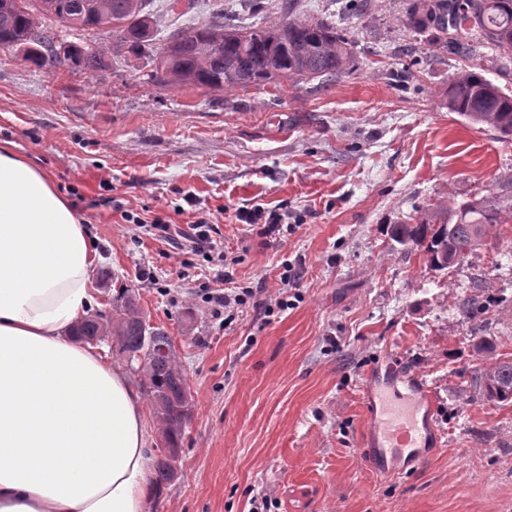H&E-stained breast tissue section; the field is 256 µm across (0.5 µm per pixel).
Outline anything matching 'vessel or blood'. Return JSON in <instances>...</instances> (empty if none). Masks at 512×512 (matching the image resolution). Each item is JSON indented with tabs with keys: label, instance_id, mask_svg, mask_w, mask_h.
Segmentation results:
<instances>
[{
	"label": "vessel or blood",
	"instance_id": "1",
	"mask_svg": "<svg viewBox=\"0 0 512 512\" xmlns=\"http://www.w3.org/2000/svg\"><path fill=\"white\" fill-rule=\"evenodd\" d=\"M412 401L402 404L395 400H382L376 389L363 395L368 423V443L364 452L366 465L381 475L391 474L388 458L408 457L418 462L433 431L430 419L432 405L423 384L411 387Z\"/></svg>",
	"mask_w": 512,
	"mask_h": 512
}]
</instances>
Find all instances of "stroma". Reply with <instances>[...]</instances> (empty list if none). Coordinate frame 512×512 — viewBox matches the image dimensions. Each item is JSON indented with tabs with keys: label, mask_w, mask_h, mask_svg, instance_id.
Returning a JSON list of instances; mask_svg holds the SVG:
<instances>
[{
	"label": "stroma",
	"mask_w": 512,
	"mask_h": 512,
	"mask_svg": "<svg viewBox=\"0 0 512 512\" xmlns=\"http://www.w3.org/2000/svg\"><path fill=\"white\" fill-rule=\"evenodd\" d=\"M264 2L272 17L291 7L332 22L353 44L350 72L226 93L159 83L149 60L164 33L219 10L238 25L242 0H179L174 13L152 0L161 32L92 73L0 47V143L46 172L86 227L96 312L115 316L129 290L187 378L177 475L149 512H512V404L472 385L490 360L512 359V142L445 102L478 56L512 95V59L479 34L454 45L405 25L409 0ZM471 199L502 222L459 265L433 270L387 232ZM255 202L284 208L287 229L238 223ZM191 203L223 209L237 287L287 292V310L246 306L224 327L203 300L205 257L185 268L150 232L131 241L124 212L182 225ZM288 266L300 277L285 287ZM146 269L158 287L141 282ZM477 279L494 303L470 320ZM415 376L437 442L383 478L363 459L362 396L377 380L407 393Z\"/></svg>",
	"instance_id": "obj_1"
}]
</instances>
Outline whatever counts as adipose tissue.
<instances>
[{
  "label": "adipose tissue",
  "mask_w": 512,
  "mask_h": 512,
  "mask_svg": "<svg viewBox=\"0 0 512 512\" xmlns=\"http://www.w3.org/2000/svg\"><path fill=\"white\" fill-rule=\"evenodd\" d=\"M95 252L51 178L0 146V512H148L138 386L76 340Z\"/></svg>",
  "instance_id": "obj_1"
}]
</instances>
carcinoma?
<instances>
[{"instance_id":"1","label":"carcinoma","mask_w":512,"mask_h":512,"mask_svg":"<svg viewBox=\"0 0 512 512\" xmlns=\"http://www.w3.org/2000/svg\"><path fill=\"white\" fill-rule=\"evenodd\" d=\"M150 0H0V43L23 46L33 58L57 59L55 38L48 23L71 30L118 33L120 42L135 47L150 40L158 20L146 10ZM408 24L434 27L452 43L473 31L512 57V0H414ZM66 59L84 70L101 67L104 53L74 46ZM351 44L322 19L301 17L290 11L278 21L262 20L246 26L227 27L224 14L201 27H182L167 38L159 54L158 79L208 89L212 92L246 90L274 80L295 83L326 79L344 72L350 64ZM458 74L448 83V111L471 125H488L504 140L512 138V97L486 80L477 69ZM438 223L395 224L391 235L404 246L423 251L436 270L465 259L497 224L498 214L479 200L451 203ZM474 294L464 306L465 316L475 318L493 300L484 286L475 283ZM117 337L121 353L138 360L147 395L162 424L165 442L157 459L156 484L174 479L183 426L190 397L184 373L177 365L170 336L150 328L132 298L122 297L118 319L107 329L96 316L82 320L72 335L92 344L101 336ZM474 384L482 398L493 405L512 403V359H494L476 370Z\"/></svg>"}]
</instances>
